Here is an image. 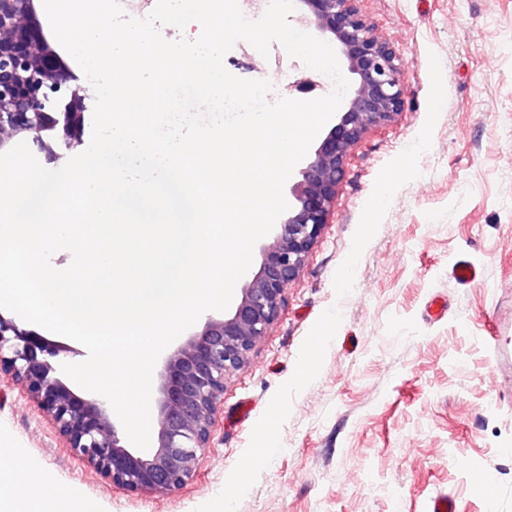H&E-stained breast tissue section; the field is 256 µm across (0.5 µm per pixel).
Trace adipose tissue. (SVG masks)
Segmentation results:
<instances>
[{
    "mask_svg": "<svg viewBox=\"0 0 512 512\" xmlns=\"http://www.w3.org/2000/svg\"><path fill=\"white\" fill-rule=\"evenodd\" d=\"M5 501L12 504L13 512H71L72 509L66 494L45 497L37 482L19 478L11 449L0 448V503Z\"/></svg>",
    "mask_w": 512,
    "mask_h": 512,
    "instance_id": "1",
    "label": "adipose tissue"
}]
</instances>
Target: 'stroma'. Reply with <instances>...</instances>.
<instances>
[{"instance_id": "1", "label": "stroma", "mask_w": 512, "mask_h": 512, "mask_svg": "<svg viewBox=\"0 0 512 512\" xmlns=\"http://www.w3.org/2000/svg\"><path fill=\"white\" fill-rule=\"evenodd\" d=\"M360 8L397 52L405 107L351 150L279 319L226 381L197 472L171 496L113 485L4 367L0 448L44 493L65 489L76 512H425L448 492L485 512L490 471L512 512V408L483 347L512 289V0ZM223 65L268 80L272 101L328 93L320 71L261 68L245 41ZM461 264L475 280L455 278Z\"/></svg>"}]
</instances>
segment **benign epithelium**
I'll return each instance as SVG.
<instances>
[{
    "instance_id": "7a95c632",
    "label": "benign epithelium",
    "mask_w": 512,
    "mask_h": 512,
    "mask_svg": "<svg viewBox=\"0 0 512 512\" xmlns=\"http://www.w3.org/2000/svg\"><path fill=\"white\" fill-rule=\"evenodd\" d=\"M357 2L298 0L313 29L338 48L352 76L350 94L290 188L289 209L277 219L274 235L260 246L258 272L228 312L208 317L163 359L151 397L148 449L131 448L109 402L79 390L61 371L60 356L74 352L72 347L49 339L39 343L0 315V364L51 415L72 455L114 485L173 495L194 476L224 405L227 378L248 363L278 320L285 288L328 224L349 151L370 128L402 111L407 90L397 53ZM34 14V0H0V150L22 133L44 128L50 114L70 138L90 98L89 89L71 84L74 76L59 67L50 47L31 36Z\"/></svg>"
}]
</instances>
